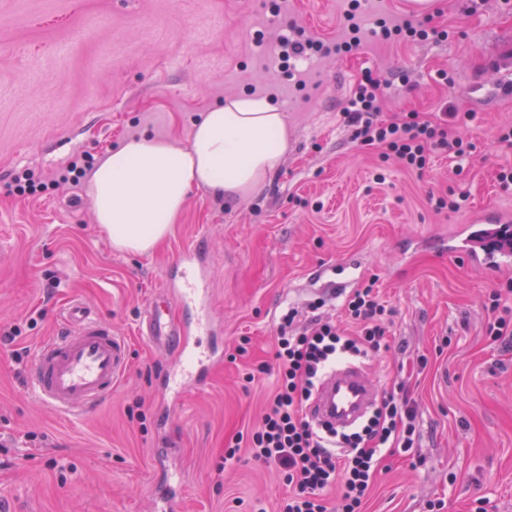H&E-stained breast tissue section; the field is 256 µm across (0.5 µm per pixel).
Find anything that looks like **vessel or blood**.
<instances>
[{"label":"vessel or blood","instance_id":"b4317fda","mask_svg":"<svg viewBox=\"0 0 512 512\" xmlns=\"http://www.w3.org/2000/svg\"><path fill=\"white\" fill-rule=\"evenodd\" d=\"M496 75L512 90V36L498 34L486 40L480 66L469 82L481 86L487 75ZM465 233H458L448 252L466 258L485 269L512 265V255L476 250ZM200 247L181 252L177 259L178 277L166 280L153 299L139 326V333L159 348L173 347L181 356L176 369L165 381L166 392L178 395L205 384L220 358L214 350L187 345L167 313L175 303L192 312L191 330L198 335L213 333L210 307L201 292ZM127 366V343L113 335L79 300H71L61 312L58 332L39 344L29 374L31 389L39 402L59 413L81 415L111 394ZM378 398L376 390L357 366L345 364L333 369L321 383L308 414L318 425L344 429L357 421Z\"/></svg>","mask_w":512,"mask_h":512}]
</instances>
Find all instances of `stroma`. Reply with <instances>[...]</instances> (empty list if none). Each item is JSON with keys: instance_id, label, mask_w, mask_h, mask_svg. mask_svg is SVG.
Here are the masks:
<instances>
[{"instance_id": "1", "label": "stroma", "mask_w": 512, "mask_h": 512, "mask_svg": "<svg viewBox=\"0 0 512 512\" xmlns=\"http://www.w3.org/2000/svg\"><path fill=\"white\" fill-rule=\"evenodd\" d=\"M0 0V512H153L154 459L182 484L179 512H282L283 473L251 460L248 439L276 386L277 327L330 295L339 315L374 284L394 311L388 344L360 363L380 393L405 382L420 436L380 464L366 512H512V348L489 333L490 296L512 272L448 256L442 244L479 209L512 214L495 177L512 167L497 141L512 93L466 87L482 43L512 31V0H432L442 41L384 38L379 19H417L411 0ZM323 51L284 56L293 32ZM389 78L382 118L468 113L462 162L432 152L420 173L350 139L344 111L365 74ZM271 94L289 142L268 182L229 204L191 190L169 238L147 254L112 247L97 224L89 170L142 133L180 144L191 120L241 94ZM34 194H18L26 173ZM465 192L459 210L430 195ZM222 362L180 400L162 381L174 351L138 333L148 303L192 241ZM72 299L114 335L128 363L111 395L72 418L40 406L28 373ZM239 441L238 458L224 448Z\"/></svg>"}]
</instances>
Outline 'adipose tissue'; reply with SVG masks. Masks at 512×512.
<instances>
[{
	"label": "adipose tissue",
	"mask_w": 512,
	"mask_h": 512,
	"mask_svg": "<svg viewBox=\"0 0 512 512\" xmlns=\"http://www.w3.org/2000/svg\"><path fill=\"white\" fill-rule=\"evenodd\" d=\"M287 145L285 115L272 99H225L193 122L188 145L142 135L113 148L89 176L96 222L114 248L151 251L191 189L238 202L265 184Z\"/></svg>",
	"instance_id": "adipose-tissue-1"
}]
</instances>
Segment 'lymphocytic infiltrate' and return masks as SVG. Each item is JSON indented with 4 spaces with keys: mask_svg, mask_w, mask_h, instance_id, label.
I'll return each instance as SVG.
<instances>
[{
    "mask_svg": "<svg viewBox=\"0 0 512 512\" xmlns=\"http://www.w3.org/2000/svg\"><path fill=\"white\" fill-rule=\"evenodd\" d=\"M378 80L366 78L345 110L352 140L383 146L410 172H422L431 152L460 160L473 149L447 117L378 120ZM326 298L312 303L313 315L298 322L296 309H288L278 326L275 359L279 377L267 412L252 432L249 453L256 462L281 468L292 491L284 512H364L385 453L413 448L418 438L417 414L404 383L382 399L371 417L354 431L322 430L309 421L306 407L323 376L351 357L380 349L387 335L391 309L373 285L355 289L345 302L343 315L358 328L344 333L323 309ZM337 489L335 503L325 494Z\"/></svg>",
    "mask_w": 512,
    "mask_h": 512,
    "instance_id": "1",
    "label": "lymphocytic infiltrate"
}]
</instances>
